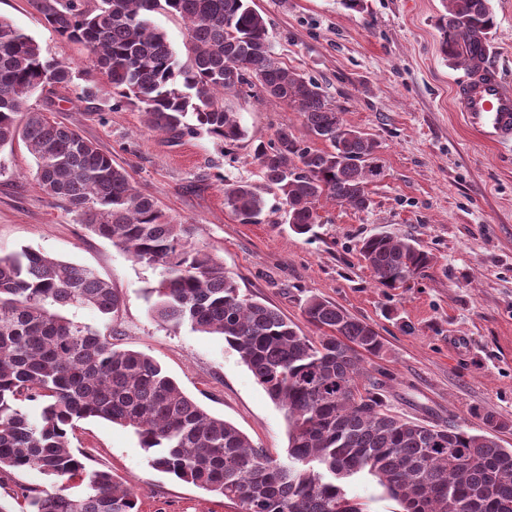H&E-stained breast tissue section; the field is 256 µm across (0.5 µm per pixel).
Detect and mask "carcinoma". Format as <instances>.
Here are the masks:
<instances>
[{
  "label": "carcinoma",
  "mask_w": 512,
  "mask_h": 512,
  "mask_svg": "<svg viewBox=\"0 0 512 512\" xmlns=\"http://www.w3.org/2000/svg\"><path fill=\"white\" fill-rule=\"evenodd\" d=\"M65 43L83 45L112 93L137 107L148 130L173 140L203 131L233 145L246 139L226 93L257 88L299 112L254 156L279 193L285 223L315 235L326 197L368 209L376 142L348 126L318 82L272 55L263 16L248 0H30ZM438 20L443 55L471 74L485 71L495 27L489 0H445ZM188 21L190 64L180 63L150 16ZM73 79L71 62L0 18V149L21 139L36 184L63 200L93 234L159 270L151 314L174 328L221 336L285 411L287 456L272 457L230 422L209 414L151 356L118 349L121 299L88 266L24 247L0 253V488L15 471L36 470L50 487L25 489L30 512H139L134 491L90 469L71 448L77 422L100 418L134 430L156 469L235 502L239 512H369L345 484L372 477L401 512H512V448L491 413L437 425L390 411L385 381L363 367L380 355L375 328L318 296L302 306L307 336L278 310L241 293L224 262L194 240V227L166 217L129 172L79 131L25 108L35 93ZM328 144L316 150L306 139ZM243 224L259 222L263 198L247 183L224 188ZM384 288H400L433 256L414 240L375 233L357 245ZM90 308L96 323L69 318ZM35 402L39 413L25 411ZM81 487L77 494L54 481Z\"/></svg>",
  "instance_id": "carcinoma-1"
}]
</instances>
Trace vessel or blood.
Wrapping results in <instances>:
<instances>
[{
  "label": "vessel or blood",
  "instance_id": "obj_1",
  "mask_svg": "<svg viewBox=\"0 0 512 512\" xmlns=\"http://www.w3.org/2000/svg\"><path fill=\"white\" fill-rule=\"evenodd\" d=\"M457 108L467 123L491 143H512V92L490 71L461 84Z\"/></svg>",
  "mask_w": 512,
  "mask_h": 512
}]
</instances>
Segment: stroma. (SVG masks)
I'll return each mask as SVG.
<instances>
[{
	"instance_id": "obj_1",
	"label": "stroma",
	"mask_w": 512,
	"mask_h": 512,
	"mask_svg": "<svg viewBox=\"0 0 512 512\" xmlns=\"http://www.w3.org/2000/svg\"><path fill=\"white\" fill-rule=\"evenodd\" d=\"M265 19L282 65L316 79L346 123L377 143L379 170L370 205L355 210L321 199L316 237L295 234L269 190L253 146L300 118L279 100L228 95L245 140L221 143L206 133L174 141L148 131L136 107L113 97L89 68L82 46L63 43L28 0H0V17L33 37L45 55L64 57L73 81L29 107L76 128L126 168L163 212L195 227V241L221 259L242 293L260 297L305 335L301 304L311 295L371 323L383 356L366 369L386 373L391 411L448 425L475 413L510 423L512 448V145L485 143L454 102L467 71L440 51L442 0H249ZM496 27L487 58L512 87V0H491ZM23 141L0 149V252L23 247L93 267L121 297L120 349L157 360L186 394L251 442L282 459L283 410L222 337L171 328L152 317L148 291L157 270L92 234L61 200L34 184ZM245 182L264 200L257 224H243L224 203V187ZM384 231L411 238L434 260L402 288L378 285L356 246ZM73 449L93 469L131 487L140 512H237L234 503L154 469L132 429L103 419L80 421Z\"/></svg>"
}]
</instances>
